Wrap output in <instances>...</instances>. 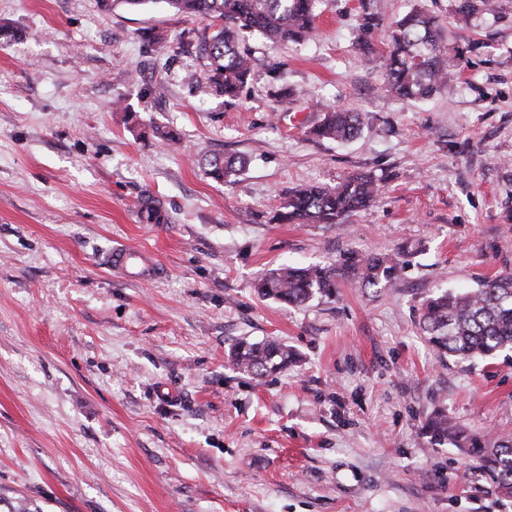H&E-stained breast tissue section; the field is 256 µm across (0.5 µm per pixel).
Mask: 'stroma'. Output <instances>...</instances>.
<instances>
[{
  "instance_id": "1",
  "label": "stroma",
  "mask_w": 512,
  "mask_h": 512,
  "mask_svg": "<svg viewBox=\"0 0 512 512\" xmlns=\"http://www.w3.org/2000/svg\"><path fill=\"white\" fill-rule=\"evenodd\" d=\"M415 1L371 0L376 54ZM419 1L465 55L423 102L383 94L360 0H319L299 45L247 36L228 101L192 94L184 45L208 21L165 0H0V512H512L423 430L442 409L512 434V351L459 363L418 327L439 290L512 272V0L467 23ZM321 102L359 112L358 136L317 138ZM212 154L247 164L224 184L198 164ZM355 173L381 193L348 223H273L289 189ZM149 198L165 223L140 222ZM116 246L165 276L109 270ZM348 250L399 271L299 307L255 291ZM242 338L298 361L252 379L228 363Z\"/></svg>"
}]
</instances>
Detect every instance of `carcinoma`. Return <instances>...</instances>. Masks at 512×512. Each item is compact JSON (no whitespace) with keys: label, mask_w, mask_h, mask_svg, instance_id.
Here are the masks:
<instances>
[{"label":"carcinoma","mask_w":512,"mask_h":512,"mask_svg":"<svg viewBox=\"0 0 512 512\" xmlns=\"http://www.w3.org/2000/svg\"><path fill=\"white\" fill-rule=\"evenodd\" d=\"M179 13L211 21L214 31L188 43L204 60L206 74L193 91L236 99L252 71L250 55L240 48L247 33L273 42L299 43L316 30V0H166ZM497 0H457L455 15L464 21L493 13ZM375 26L365 11L356 42L368 61L384 70L383 89L399 101H420L434 96L453 80L463 62L462 51L448 49L438 19L423 6L413 7L392 26L386 54L377 56L364 38ZM360 132L359 115L334 104L323 106V118L313 133L323 139L349 141ZM210 177L229 182L245 165L239 157L213 154L200 160ZM380 195V185L371 176L353 174L336 186L308 184L286 193L275 211L278 224H344L371 206ZM394 259L346 252L326 265H284L270 270L256 285L262 298L288 305H302L317 295L333 296L339 282L358 288H374L390 281L397 272ZM419 328L424 339L442 355L461 362H474L512 350V273L486 279L463 292L444 291L426 299ZM287 346L237 341L230 353L234 369L262 380L293 362ZM425 432L434 446L465 448L479 457L501 491L512 496V438L493 447L448 418L442 409L425 422Z\"/></svg>","instance_id":"1"}]
</instances>
